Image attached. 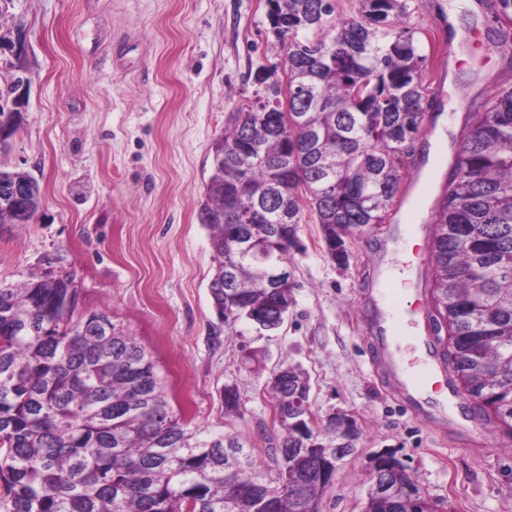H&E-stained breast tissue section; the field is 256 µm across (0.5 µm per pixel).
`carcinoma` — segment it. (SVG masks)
<instances>
[{"mask_svg":"<svg viewBox=\"0 0 512 512\" xmlns=\"http://www.w3.org/2000/svg\"><path fill=\"white\" fill-rule=\"evenodd\" d=\"M512 52V0H480ZM286 83L263 67L260 89L229 113L214 143L198 219L209 231V283L224 322L289 311L288 261L302 251L304 215L331 258L353 226L394 210L426 120L436 118L423 81L427 55L408 25V0H359L334 17L335 0H267ZM13 90L0 89V125L16 123ZM473 122L452 152L430 223L429 320L445 333L442 357L479 415L512 437V85L471 102ZM37 180L0 167V224H13L7 185ZM283 269L274 287L272 264ZM74 273L45 271L20 286L0 283V512H321L331 482L311 445L306 372L272 374L269 395L284 432L278 466L290 489L251 467L239 441L191 425L172 409L146 348L102 310L82 308ZM399 487L367 491L364 512H438L404 465L389 457Z\"/></svg>","mask_w":512,"mask_h":512,"instance_id":"1","label":"carcinoma"}]
</instances>
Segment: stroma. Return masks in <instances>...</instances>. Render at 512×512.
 <instances>
[{
    "mask_svg": "<svg viewBox=\"0 0 512 512\" xmlns=\"http://www.w3.org/2000/svg\"><path fill=\"white\" fill-rule=\"evenodd\" d=\"M463 31L448 41V16ZM408 24L429 61L435 92L459 142L468 101L512 83V60L487 41L479 0H412ZM21 27L31 82L0 166L29 171L42 205L29 224H0V281L17 285L57 254L74 272L86 307L109 313L151 353L175 412L237 436L266 478L283 432L268 387L282 363L310 378L314 431L342 412L360 429L326 490L322 512H363L371 458L394 453L440 512H512V437L491 430L470 402L463 424H425L437 404L399 395L372 361L379 270L413 283L412 309L427 314V246L403 261L404 219L349 243L347 265L326 254L303 220L305 247L288 270L294 283L284 325L260 331L224 324L208 284L214 266L197 212L211 173V143L229 112L253 96L259 68L283 78L266 0H10L0 34ZM235 386L240 405L224 406Z\"/></svg>",
    "mask_w": 512,
    "mask_h": 512,
    "instance_id": "1",
    "label": "stroma"
}]
</instances>
